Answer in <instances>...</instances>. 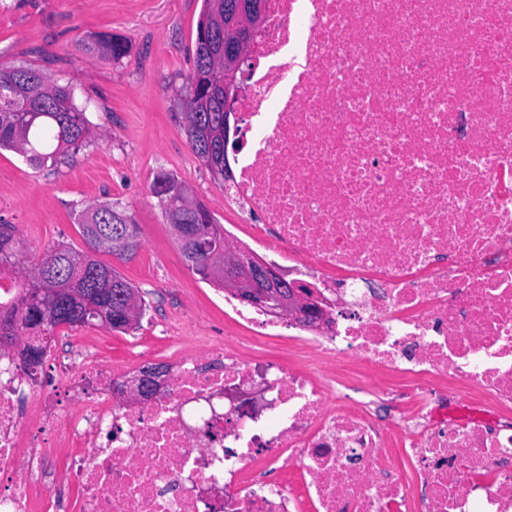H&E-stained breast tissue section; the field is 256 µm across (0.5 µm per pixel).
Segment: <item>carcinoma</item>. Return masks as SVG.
<instances>
[{
  "instance_id": "carcinoma-1",
  "label": "carcinoma",
  "mask_w": 512,
  "mask_h": 512,
  "mask_svg": "<svg viewBox=\"0 0 512 512\" xmlns=\"http://www.w3.org/2000/svg\"><path fill=\"white\" fill-rule=\"evenodd\" d=\"M206 20L197 26L194 69L209 83L224 78L223 60L218 56L212 33L224 28V5L229 0H204ZM95 48L106 55L119 59L129 49L122 37L106 36L99 39ZM0 89L8 96L0 97V150H14L36 169H54L68 152L77 151L91 138L88 120L73 103L71 92L65 87H51L45 76L32 69L21 68L0 72ZM186 112L184 130L197 158L209 170L218 185H224L227 155L224 154V100L213 95L209 98L193 91V82L186 83L183 91ZM185 186L169 174L154 178L153 191L163 207L167 223L195 224L202 231L203 241L211 246H224V225L217 223L210 211L190 196L181 195ZM103 224L110 231L123 225L138 229L133 220L115 207H99L86 212L81 224L83 236L94 245L92 225ZM183 257L189 266L206 281L211 278L202 274L209 251H190L180 244ZM21 254L20 240L12 229L0 224V274L18 265ZM80 254L59 244L45 252L26 272L19 296L7 307L0 305V326L5 325L10 335L17 331H31V317L36 308L34 299L39 288H81L86 302L68 319L71 327L106 325L114 330L130 328L125 322H115L112 311L102 308L97 290L101 288H126L134 286L111 265L98 259L83 269L71 264L70 259ZM43 336L54 334L58 326L54 308L46 306L40 311Z\"/></svg>"
}]
</instances>
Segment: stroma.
<instances>
[{
	"label": "stroma",
	"mask_w": 512,
	"mask_h": 512,
	"mask_svg": "<svg viewBox=\"0 0 512 512\" xmlns=\"http://www.w3.org/2000/svg\"><path fill=\"white\" fill-rule=\"evenodd\" d=\"M203 0H0V71L32 68L50 83L68 87L96 138L57 170H38L20 155L0 153V224L21 239L23 266L54 245L87 251L81 214L116 204L139 227L140 246L130 260L108 252L112 264L145 300L143 322L120 332L103 326L76 337L104 358L170 361L224 325V292L203 281L185 261L151 185L174 175L218 223L235 225L224 190L192 151L181 93L193 69ZM125 37L120 60L95 50L102 36ZM184 320V341L157 337L158 327Z\"/></svg>",
	"instance_id": "obj_1"
}]
</instances>
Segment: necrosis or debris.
<instances>
[{
    "mask_svg": "<svg viewBox=\"0 0 512 512\" xmlns=\"http://www.w3.org/2000/svg\"><path fill=\"white\" fill-rule=\"evenodd\" d=\"M224 201L329 322L224 314L145 402L0 351V512H512V0H265ZM460 395L496 420L459 422Z\"/></svg>",
    "mask_w": 512,
    "mask_h": 512,
    "instance_id": "obj_1",
    "label": "necrosis or debris"
}]
</instances>
